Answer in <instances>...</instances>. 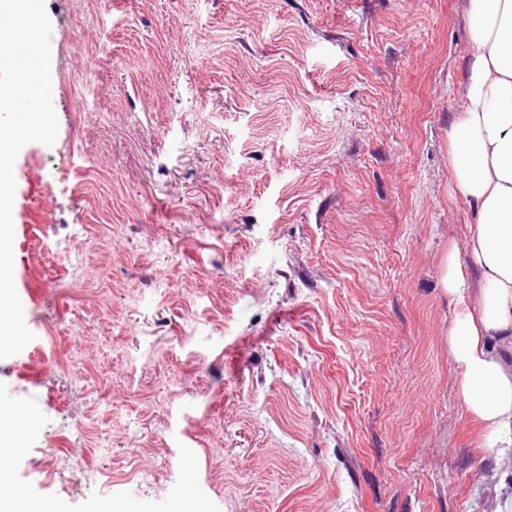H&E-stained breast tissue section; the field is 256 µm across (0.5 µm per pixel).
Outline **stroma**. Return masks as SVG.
Here are the masks:
<instances>
[{"mask_svg":"<svg viewBox=\"0 0 512 512\" xmlns=\"http://www.w3.org/2000/svg\"><path fill=\"white\" fill-rule=\"evenodd\" d=\"M465 7L45 0L58 135L12 210L36 338L0 359L40 418L0 453L24 498L483 512L440 288Z\"/></svg>","mask_w":512,"mask_h":512,"instance_id":"stroma-1","label":"stroma"}]
</instances>
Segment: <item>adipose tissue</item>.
I'll use <instances>...</instances> for the list:
<instances>
[{
  "mask_svg": "<svg viewBox=\"0 0 512 512\" xmlns=\"http://www.w3.org/2000/svg\"><path fill=\"white\" fill-rule=\"evenodd\" d=\"M471 53L448 128V170L470 214L442 260L457 393L476 424L489 512H512V0H467Z\"/></svg>",
  "mask_w": 512,
  "mask_h": 512,
  "instance_id": "obj_1",
  "label": "adipose tissue"
}]
</instances>
